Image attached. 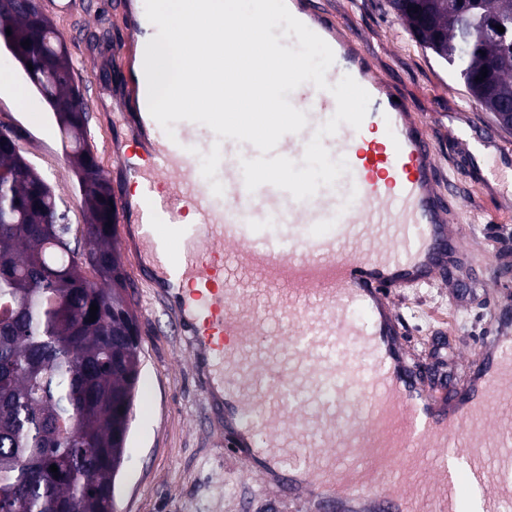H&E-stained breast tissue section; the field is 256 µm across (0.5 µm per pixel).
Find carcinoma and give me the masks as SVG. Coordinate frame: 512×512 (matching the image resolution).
<instances>
[{
	"label": "carcinoma",
	"instance_id": "carcinoma-1",
	"mask_svg": "<svg viewBox=\"0 0 512 512\" xmlns=\"http://www.w3.org/2000/svg\"><path fill=\"white\" fill-rule=\"evenodd\" d=\"M390 6L425 48L457 68L485 111L512 102V37L489 33L461 50L475 23L512 32V0ZM30 13L28 3L1 7L0 37L35 66L30 81L46 101L63 99L71 93V61L55 27L34 26ZM25 40L29 45H21ZM60 130L72 164L95 168L79 187L88 217L81 227L56 221L60 206L48 183L13 146L0 145V308L9 309L0 317V512H114L140 374L138 337L112 316L126 298L113 286L121 265L108 227L109 187L93 158L88 123ZM85 251L101 269L77 265Z\"/></svg>",
	"mask_w": 512,
	"mask_h": 512
}]
</instances>
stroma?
Returning <instances> with one entry per match:
<instances>
[{
  "instance_id": "35a3bbf8",
  "label": "stroma",
  "mask_w": 512,
  "mask_h": 512,
  "mask_svg": "<svg viewBox=\"0 0 512 512\" xmlns=\"http://www.w3.org/2000/svg\"><path fill=\"white\" fill-rule=\"evenodd\" d=\"M82 10L51 19L67 47L74 78L85 88L91 148L113 195L129 196L134 181L116 156L139 152L130 139L126 83L107 58L126 30L112 0H83ZM348 35L368 52L374 71L405 97L428 124L438 162L455 183L458 208L452 220L470 229V250L450 284L405 288L396 300L407 344L422 354L440 353L452 380L475 357L495 308L512 307L483 286L492 262L512 272V166L500 154L512 150V130H499L485 146L475 138L495 126L493 115L467 93L453 67L415 40L387 0H324ZM15 72L27 94L20 107L13 89L0 88V124L9 125L30 163L60 197L71 224L84 223L76 177L48 102L36 91L15 56L0 42V65ZM115 238L126 273L127 299L140 324L141 375L125 461L116 481V512H329L282 496L261 473L226 452L224 426L210 424L189 359V340L175 322L172 295H158L136 270L140 225L134 207L119 215Z\"/></svg>"
}]
</instances>
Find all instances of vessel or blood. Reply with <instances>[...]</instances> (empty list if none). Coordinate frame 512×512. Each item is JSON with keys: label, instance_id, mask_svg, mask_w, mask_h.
<instances>
[{"label": "vessel or blood", "instance_id": "1", "mask_svg": "<svg viewBox=\"0 0 512 512\" xmlns=\"http://www.w3.org/2000/svg\"><path fill=\"white\" fill-rule=\"evenodd\" d=\"M287 7L331 47L327 82L351 75L371 97L360 128L323 140L349 165L334 186L305 201L271 185L248 191L240 160L257 149L188 121L171 138L153 125L138 162L118 159L140 180L148 263L166 285L191 288L176 317L200 390L224 413L229 453L290 496L336 512H501L512 500V421L483 424L512 398V311L461 385L425 381L393 297L445 280L464 255L453 185L425 122L342 22L319 0ZM156 33L132 20L111 55L138 111L147 93L129 49ZM288 99L308 124L275 152L298 161L336 100L310 83ZM189 211L196 223H182Z\"/></svg>", "mask_w": 512, "mask_h": 512}]
</instances>
